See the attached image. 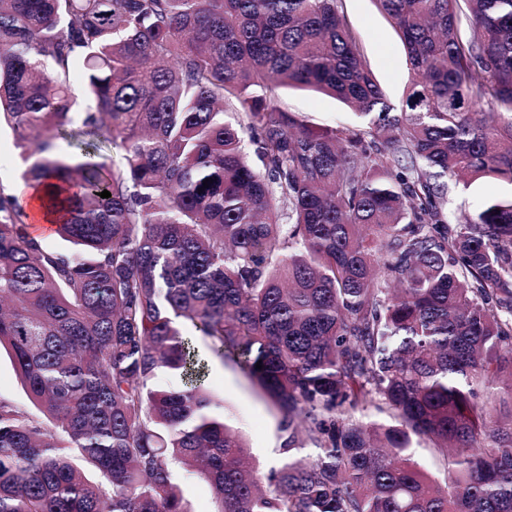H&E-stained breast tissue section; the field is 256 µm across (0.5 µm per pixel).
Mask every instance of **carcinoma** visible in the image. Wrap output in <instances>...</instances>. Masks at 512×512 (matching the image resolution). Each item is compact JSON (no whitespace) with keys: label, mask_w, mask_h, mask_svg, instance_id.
Instances as JSON below:
<instances>
[{"label":"carcinoma","mask_w":512,"mask_h":512,"mask_svg":"<svg viewBox=\"0 0 512 512\" xmlns=\"http://www.w3.org/2000/svg\"><path fill=\"white\" fill-rule=\"evenodd\" d=\"M374 2L397 105L341 0H0V124L71 244L0 186V347L55 427L0 397V512H188L180 468L217 512H512V195L444 216L449 177L512 185V0ZM78 66V148L119 171L54 158ZM287 87L367 123L315 128ZM181 321L280 410L283 466L248 468ZM341 3L375 78L387 98L399 104L411 76L394 26L378 11L373 0H342ZM411 455L420 468L433 478L443 480L445 477V465L443 460L431 450L432 442L429 440L413 439Z\"/></svg>","instance_id":"cac0c4a2"}]
</instances>
